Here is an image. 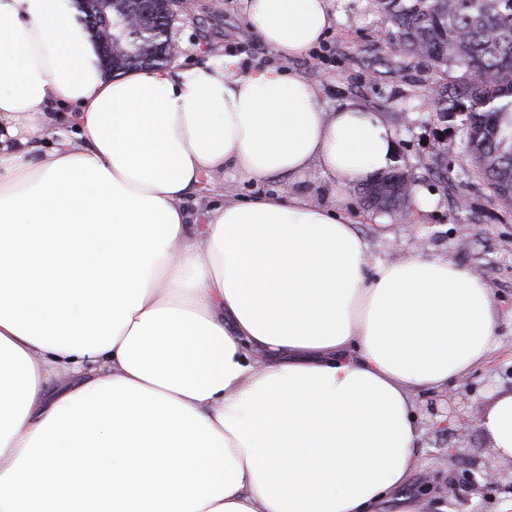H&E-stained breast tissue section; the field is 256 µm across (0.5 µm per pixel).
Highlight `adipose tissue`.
<instances>
[{"label":"adipose tissue","mask_w":512,"mask_h":512,"mask_svg":"<svg viewBox=\"0 0 512 512\" xmlns=\"http://www.w3.org/2000/svg\"><path fill=\"white\" fill-rule=\"evenodd\" d=\"M282 59L332 0H241ZM225 57L112 74L66 0H0V512H376L418 464L416 398L486 362L488 277L371 260L292 193L386 171L375 112ZM230 171L278 192L222 194ZM480 427L512 457V390Z\"/></svg>","instance_id":"ef3b65f1"}]
</instances>
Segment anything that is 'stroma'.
Returning a JSON list of instances; mask_svg holds the SVG:
<instances>
[{"mask_svg":"<svg viewBox=\"0 0 512 512\" xmlns=\"http://www.w3.org/2000/svg\"><path fill=\"white\" fill-rule=\"evenodd\" d=\"M337 20L315 49L281 62L260 39L245 34L240 0H194L191 12L175 10L169 35L180 48L172 70L224 56L238 58L241 71L281 63L320 90L333 110L354 101L371 108L397 144L393 166L415 180L420 206L397 213L365 209L354 185H341L312 168L297 176L295 192L336 207L356 224L372 259L396 261L419 252L447 256L489 278L501 313L495 350L446 396L417 399L420 417L449 405L468 410L485 405L493 389L512 388V210L500 208L489 189L468 172L463 143L448 158V184L429 170L444 140L438 117L437 77L421 59L394 55L386 35L392 26L375 0H332ZM419 462L397 498L382 512H397L401 499L417 498L426 512H512V462L497 458L479 426L460 435L454 426L426 427ZM499 473L486 485L487 471Z\"/></svg>","mask_w":512,"mask_h":512,"instance_id":"obj_1","label":"stroma"}]
</instances>
